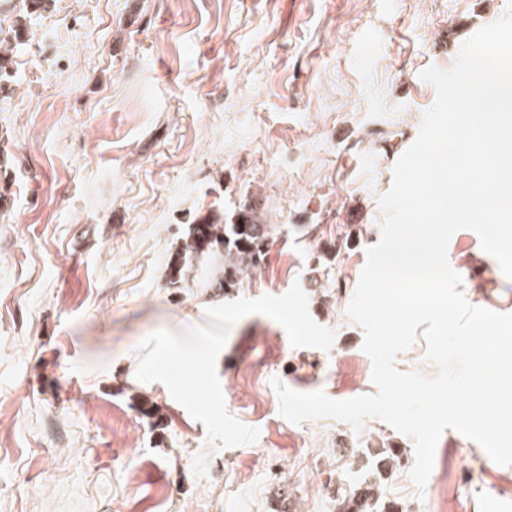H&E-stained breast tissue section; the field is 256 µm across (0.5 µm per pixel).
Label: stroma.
Here are the masks:
<instances>
[{
  "label": "stroma",
  "instance_id": "35a3bbf8",
  "mask_svg": "<svg viewBox=\"0 0 512 512\" xmlns=\"http://www.w3.org/2000/svg\"><path fill=\"white\" fill-rule=\"evenodd\" d=\"M512 0H54L26 18L0 112V512H336L378 453L399 512H512V465L441 435L424 495L413 440L381 419L298 424L276 384L346 400L375 392L347 308L376 244L390 154L416 140L466 40ZM259 202L279 231L252 279L171 287L198 216ZM448 260L471 305L512 279L476 233ZM300 284L329 350L295 348L254 313L216 370L226 408L259 428L222 447L166 386L137 379L140 342L207 308Z\"/></svg>",
  "mask_w": 512,
  "mask_h": 512
}]
</instances>
